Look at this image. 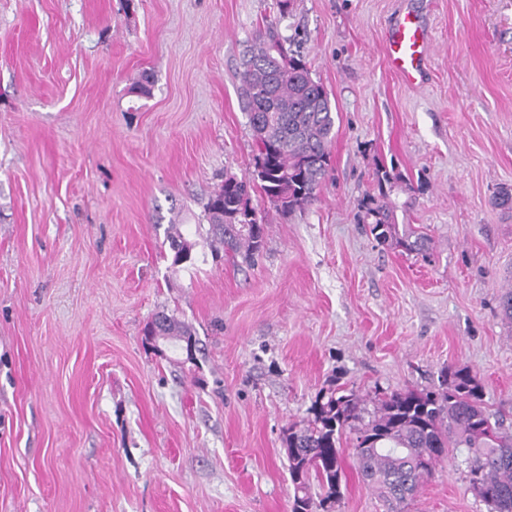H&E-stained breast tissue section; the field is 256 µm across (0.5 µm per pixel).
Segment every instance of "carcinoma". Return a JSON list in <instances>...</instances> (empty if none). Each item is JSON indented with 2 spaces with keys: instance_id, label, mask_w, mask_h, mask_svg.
<instances>
[{
  "instance_id": "cac0c4a2",
  "label": "carcinoma",
  "mask_w": 512,
  "mask_h": 512,
  "mask_svg": "<svg viewBox=\"0 0 512 512\" xmlns=\"http://www.w3.org/2000/svg\"><path fill=\"white\" fill-rule=\"evenodd\" d=\"M288 41L268 29L246 46L239 96L255 142L252 170L222 184L204 207L213 251L223 249L249 264L265 245L268 224L260 216L242 233L224 227V214L251 204L256 187L282 213L304 209L316 200L330 169L336 124L330 94L303 55L285 47ZM398 180L394 170L376 167L374 192L361 203L362 223L383 244L425 252L428 238L397 222L386 188ZM171 229L173 264L193 261L195 243L174 219ZM155 325L179 349L191 346L186 361L196 362L198 341L189 325L164 313ZM282 443L292 449L287 455L291 512H332L345 482V444L357 449L354 469L388 512H405L432 476L420 466L421 454L429 452L436 464L447 448L467 449L469 486L483 491L479 498L488 512H512V428L484 406L482 387L467 368L442 369L437 391L404 389L366 397L333 383L318 392L305 423L284 430Z\"/></svg>"
}]
</instances>
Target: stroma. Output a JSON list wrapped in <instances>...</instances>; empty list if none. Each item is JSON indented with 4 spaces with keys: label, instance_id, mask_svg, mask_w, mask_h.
I'll list each match as a JSON object with an SVG mask.
<instances>
[{
    "label": "stroma",
    "instance_id": "1",
    "mask_svg": "<svg viewBox=\"0 0 512 512\" xmlns=\"http://www.w3.org/2000/svg\"><path fill=\"white\" fill-rule=\"evenodd\" d=\"M417 13L422 81L387 62ZM294 38L336 106L316 201L253 265L213 260L203 204L248 173L240 59ZM155 75L150 97L131 91ZM401 173L427 255L358 223L377 164ZM512 0H0V512H291L282 433L337 383L437 389L469 368L512 424ZM196 242L173 266L172 217ZM187 323L196 363L147 340ZM335 512H384L352 467ZM408 512H488L444 459Z\"/></svg>",
    "mask_w": 512,
    "mask_h": 512
}]
</instances>
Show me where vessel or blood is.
<instances>
[{"label": "vessel or blood", "instance_id": "1", "mask_svg": "<svg viewBox=\"0 0 512 512\" xmlns=\"http://www.w3.org/2000/svg\"><path fill=\"white\" fill-rule=\"evenodd\" d=\"M388 62L405 80L420 77L427 65L429 33L415 12L400 17L388 35Z\"/></svg>", "mask_w": 512, "mask_h": 512}]
</instances>
